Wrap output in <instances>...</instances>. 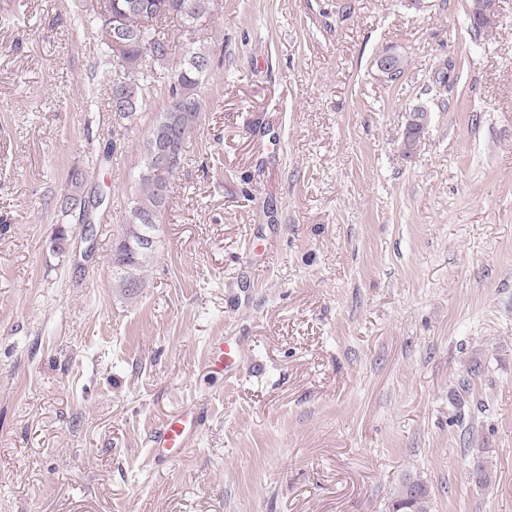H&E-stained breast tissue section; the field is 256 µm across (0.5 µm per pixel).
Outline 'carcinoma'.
I'll return each instance as SVG.
<instances>
[{
	"instance_id": "obj_1",
	"label": "carcinoma",
	"mask_w": 512,
	"mask_h": 512,
	"mask_svg": "<svg viewBox=\"0 0 512 512\" xmlns=\"http://www.w3.org/2000/svg\"><path fill=\"white\" fill-rule=\"evenodd\" d=\"M215 0H102L101 16L105 18L106 38L121 41L116 58L127 63L124 70L147 78L170 56V46L156 37L148 27V19L177 18L188 32L213 15ZM121 19V28L112 32V18ZM211 60L201 48H190L180 66L168 77L170 104L152 124L142 148L141 191L127 203L125 224L114 241L112 279L125 291L134 294L144 287L142 272L150 265L160 243L161 217L168 205L161 189L172 184L181 168L183 145L202 124L203 103L198 87L210 69ZM135 87V101L119 106L113 114L122 129L137 121L143 109V87L129 79ZM83 170L68 173L67 190L60 203L66 214H83L87 203L98 201L89 193ZM429 490L418 480H409L392 504L393 512H428Z\"/></svg>"
}]
</instances>
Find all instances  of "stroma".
<instances>
[{"label":"stroma","instance_id":"obj_1","mask_svg":"<svg viewBox=\"0 0 512 512\" xmlns=\"http://www.w3.org/2000/svg\"><path fill=\"white\" fill-rule=\"evenodd\" d=\"M94 2L0 0V512H388L410 478L430 512H512V0L477 37L467 0H218L166 26L127 130ZM193 44L204 116L131 295L112 247ZM75 166L112 197L89 238ZM187 404L194 445L153 468ZM127 85L134 86L137 91V97L134 102H129L127 105L118 106L116 110H113V114L118 122L120 128L127 130L133 123H136L141 110L143 109V87L139 82H135L132 79L124 80ZM135 89H131L135 92ZM84 170L74 167L68 173L67 190L60 203V209L65 215L77 214L80 218L84 216L86 205L90 202L94 207V202H98V195L89 193L87 189V180L84 179L82 173ZM87 217L84 216L83 224H86ZM242 357L243 348L239 341L227 336H214L207 346L205 367L209 373L228 379L235 374ZM201 412L195 406L162 418L150 433V460L157 466L181 456L197 437Z\"/></svg>","mask_w":512,"mask_h":512}]
</instances>
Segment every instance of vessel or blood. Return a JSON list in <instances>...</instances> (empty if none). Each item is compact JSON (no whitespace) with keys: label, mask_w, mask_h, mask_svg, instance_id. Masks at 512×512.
<instances>
[{"label":"vessel or blood","mask_w":512,"mask_h":512,"mask_svg":"<svg viewBox=\"0 0 512 512\" xmlns=\"http://www.w3.org/2000/svg\"><path fill=\"white\" fill-rule=\"evenodd\" d=\"M243 357L239 341L226 336L213 337L207 346L205 367L209 373L232 377ZM201 413L190 406L162 418L150 433V459L155 465L166 464L181 456L197 437Z\"/></svg>","instance_id":"b4317fda"}]
</instances>
